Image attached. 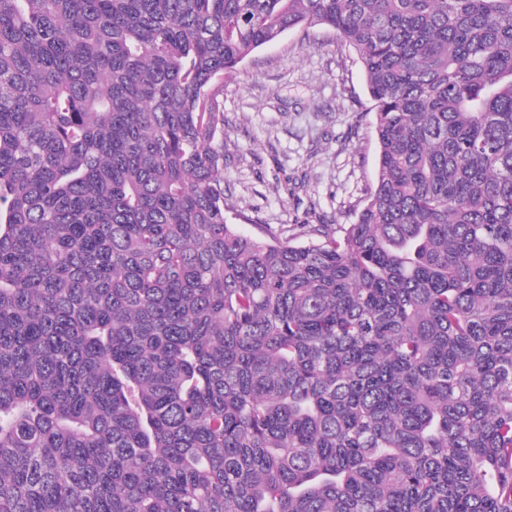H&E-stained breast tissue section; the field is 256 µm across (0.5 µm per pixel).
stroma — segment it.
<instances>
[{
	"mask_svg": "<svg viewBox=\"0 0 512 512\" xmlns=\"http://www.w3.org/2000/svg\"><path fill=\"white\" fill-rule=\"evenodd\" d=\"M366 80L326 29H293L224 77V194L242 231L355 223L373 186Z\"/></svg>",
	"mask_w": 512,
	"mask_h": 512,
	"instance_id": "1",
	"label": "stroma"
}]
</instances>
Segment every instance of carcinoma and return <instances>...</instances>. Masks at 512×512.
Here are the masks:
<instances>
[{"label":"carcinoma","instance_id":"cac0c4a2","mask_svg":"<svg viewBox=\"0 0 512 512\" xmlns=\"http://www.w3.org/2000/svg\"><path fill=\"white\" fill-rule=\"evenodd\" d=\"M316 27L374 186L243 234L224 74ZM0 512H512V0H0Z\"/></svg>","mask_w":512,"mask_h":512}]
</instances>
